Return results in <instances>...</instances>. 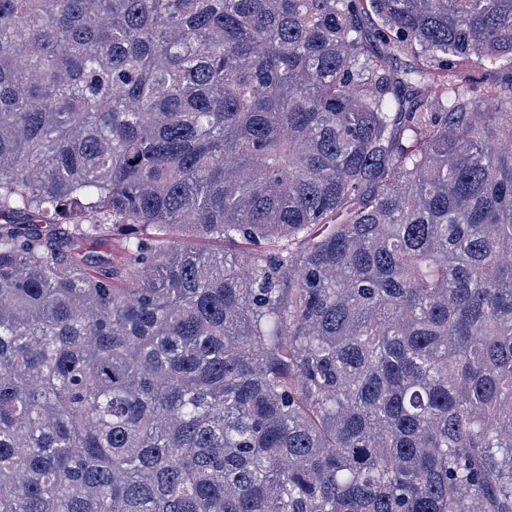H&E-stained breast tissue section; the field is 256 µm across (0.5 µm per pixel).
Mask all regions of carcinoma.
Returning <instances> with one entry per match:
<instances>
[{
  "label": "carcinoma",
  "mask_w": 512,
  "mask_h": 512,
  "mask_svg": "<svg viewBox=\"0 0 512 512\" xmlns=\"http://www.w3.org/2000/svg\"><path fill=\"white\" fill-rule=\"evenodd\" d=\"M462 59L512 0H0V512H512V85ZM460 67L466 74H469L474 81L482 86H505L511 80L512 74L507 66L495 72H490L472 65L469 61H464L461 62ZM83 251L93 250L98 254L102 255H111L112 263L116 265H120L124 261V253L121 242L117 239H112V237H104L98 241L96 244H88L85 243L82 246Z\"/></svg>",
  "instance_id": "carcinoma-1"
}]
</instances>
